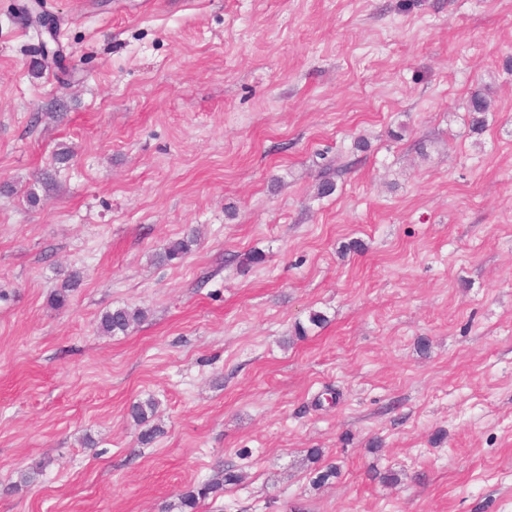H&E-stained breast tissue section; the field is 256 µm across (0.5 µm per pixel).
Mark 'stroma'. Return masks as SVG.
I'll return each mask as SVG.
<instances>
[{
  "label": "stroma",
  "mask_w": 512,
  "mask_h": 512,
  "mask_svg": "<svg viewBox=\"0 0 512 512\" xmlns=\"http://www.w3.org/2000/svg\"><path fill=\"white\" fill-rule=\"evenodd\" d=\"M28 2L0 0V512H181L228 465L196 512H512V0H42L56 61ZM119 306L146 317L99 335ZM240 478L241 475L230 467L226 469H224V467L219 468L212 478L198 484L190 485L188 489L180 495V507L189 509L181 512L194 511L198 503L210 497H217L219 494L223 493L224 485L235 484Z\"/></svg>",
  "instance_id": "35a3bbf8"
}]
</instances>
